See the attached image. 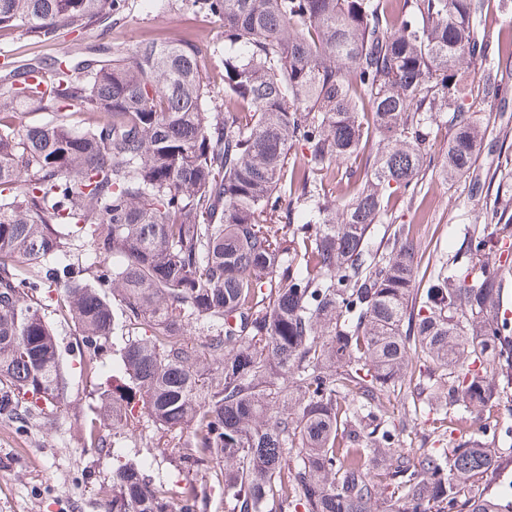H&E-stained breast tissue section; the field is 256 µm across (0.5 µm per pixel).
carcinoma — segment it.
Here are the masks:
<instances>
[{
	"label": "carcinoma",
	"mask_w": 512,
	"mask_h": 512,
	"mask_svg": "<svg viewBox=\"0 0 512 512\" xmlns=\"http://www.w3.org/2000/svg\"><path fill=\"white\" fill-rule=\"evenodd\" d=\"M192 5L224 21L217 112L191 42L0 65V418L49 422L77 386L82 448L98 456L150 421L185 484L121 463L99 487L106 512H207L217 486L233 512H512L478 487L500 469L487 427L456 435L444 417L432 434L448 447H414L393 403L479 413L512 395V327L496 313L512 268L485 262L493 238L423 280L415 225L393 217L433 166L439 112L453 128L442 177L488 201L478 108L512 53L472 74L492 42L484 0ZM127 8L0 0V36L54 41ZM18 110L52 120L16 129ZM511 209L496 191L493 214ZM84 237L93 261L76 265ZM50 303L78 336L75 379ZM120 327L131 338L104 372Z\"/></svg>",
	"instance_id": "obj_1"
}]
</instances>
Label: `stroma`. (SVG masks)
Here are the masks:
<instances>
[{
    "instance_id": "35a3bbf8",
    "label": "stroma",
    "mask_w": 512,
    "mask_h": 512,
    "mask_svg": "<svg viewBox=\"0 0 512 512\" xmlns=\"http://www.w3.org/2000/svg\"><path fill=\"white\" fill-rule=\"evenodd\" d=\"M187 40L208 49L212 93L205 107L213 109L224 99V25L192 8L191 0H169L160 11L141 4L126 12L107 30L72 33L39 43L23 32L0 41V56L24 58L39 55L47 60L83 56L88 44L112 42L134 47L142 40ZM501 100L486 108L488 120L476 166L487 171L502 166L498 156L501 140L512 141V70L501 79ZM401 224L419 230L420 267L434 270L448 262L464 240L493 231L496 223L481 203L468 197L467 179L447 183L439 172L427 173L420 193L397 212ZM81 395L69 397L58 420L21 427L0 419V512H105L99 487L112 473L114 460H141L153 480L175 478L169 449L151 447L155 427H139L116 440L117 458L95 457L78 444L76 420L83 407Z\"/></svg>"
}]
</instances>
